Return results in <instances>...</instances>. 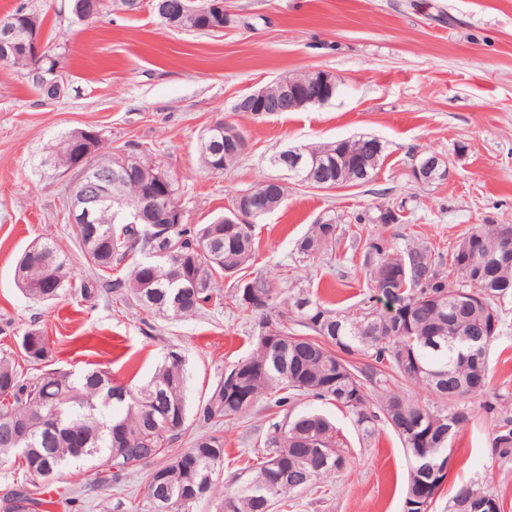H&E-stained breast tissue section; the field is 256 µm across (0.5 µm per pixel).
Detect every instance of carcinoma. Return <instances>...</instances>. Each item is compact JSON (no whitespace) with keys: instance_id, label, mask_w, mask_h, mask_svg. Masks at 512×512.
<instances>
[{"instance_id":"1","label":"carcinoma","mask_w":512,"mask_h":512,"mask_svg":"<svg viewBox=\"0 0 512 512\" xmlns=\"http://www.w3.org/2000/svg\"><path fill=\"white\" fill-rule=\"evenodd\" d=\"M105 0H71L80 20L100 15ZM25 28V41L41 38L43 18L21 9L3 17ZM63 137L53 147L56 166L68 171L72 156ZM376 138L360 136L299 151L308 166L322 168L335 183L370 181L385 152L373 147ZM202 165L224 172V131L204 133L199 142ZM134 157L135 179L112 186V207L97 209L91 224L74 225L75 238L91 267L93 284L123 288L145 310L173 318L193 316L210 301L216 276L233 273L255 260L254 224H232L220 217L209 224H161L149 235L131 224L120 202L135 197L144 181H167L170 202H177L173 180L148 162L134 147L97 151L96 162L107 170ZM332 220L311 225L298 241L299 254L310 257L336 242ZM512 235V224H485L467 234L482 247L481 268L469 270L451 254L457 280L447 275L430 247L417 243L399 249L378 241L368 243L366 256L380 263H401L404 280L378 288L358 315H340L322 301L299 292L280 299L275 281L260 275L238 285L234 297L243 309L261 311L250 354L228 366L197 412L203 430L191 448L149 474L147 495L155 512H188L202 500L216 512H271L292 493L319 487L341 471L346 456L336 425L312 410L285 412L269 428L256 463L229 480L224 468V435L220 424L248 415L261 402L284 408L299 397L330 401L352 415L360 435L370 439L378 423L390 427L412 461L404 512H431L435 497L433 470L448 462V450L470 420L466 401L480 396L489 384V352L505 325L501 300L512 297V261L501 260V230ZM141 254L125 279L110 278L127 258ZM15 276L26 295L36 301L61 296L69 286L66 260L50 242L29 246L17 261ZM294 313L310 332L300 336L273 317L278 303ZM383 307H378V303ZM25 360H47V339L33 330L23 336ZM403 380L432 398L421 403L397 388ZM124 408L112 416L114 404ZM496 413L493 455L512 463V412L485 406ZM187 415V374L181 354L168 351L153 377L128 388L113 382L99 368L80 374L57 371L33 382L20 378L14 360L0 355V468L22 465L24 487L0 498V512H48L51 500L37 498L45 473L83 466L103 468L93 484L110 486L128 470L150 463L168 450L183 432Z\"/></svg>"}]
</instances>
